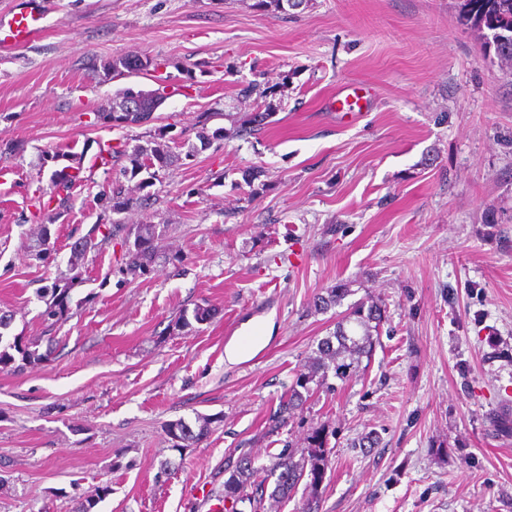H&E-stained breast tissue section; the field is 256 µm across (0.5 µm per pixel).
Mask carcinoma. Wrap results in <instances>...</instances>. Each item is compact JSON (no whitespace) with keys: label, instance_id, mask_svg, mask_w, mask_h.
Segmentation results:
<instances>
[{"label":"carcinoma","instance_id":"cac0c4a2","mask_svg":"<svg viewBox=\"0 0 512 512\" xmlns=\"http://www.w3.org/2000/svg\"><path fill=\"white\" fill-rule=\"evenodd\" d=\"M461 9L464 17L480 29L496 27L512 29V0H463ZM163 97L152 91L143 93L141 109L138 112L116 111L117 101H112L108 110L101 113L104 122L114 127H131L142 125L144 117H149L162 105ZM108 154H117L127 158L133 175L143 170L170 167L176 156L172 147L166 143L154 142L151 147L136 146L132 150L105 149ZM133 235V246L127 249L126 265L133 270L146 272L148 264L155 253L157 239L156 225L134 224L129 229ZM71 285L54 284L50 289V298L42 312L43 321L52 325L69 311ZM351 289L346 283H340L314 297L313 306L317 311H326L341 304ZM214 310L204 305H197L193 310H183L175 318L173 329L182 330L192 327V323L209 322ZM388 320L386 306L382 301H373L370 305L363 302L351 307L349 316L336 321V328L330 335L321 339L315 356L311 357L296 377L288 392L279 400L277 408L269 415L265 434L273 436L299 416L315 393V388L326 384L332 376L341 382L349 380L357 373L362 358H369L378 343L380 326ZM21 355L22 365L37 364L47 358L38 350L22 342L16 336L9 341L0 335V366L8 367L15 362L14 354ZM213 419L198 418V430H193L183 421H175L167 426V434L177 448H184L201 441L211 432ZM329 433L324 425L313 427L307 434L305 447L297 450L289 444L276 454L273 467L266 469L255 464V458L248 452H242L234 461L224 466V498L235 503L246 504L250 512H269L266 500L278 502L287 500L299 485H305L308 494L304 497L299 512H322L320 485L325 478L331 449L328 448ZM274 480L273 489H268L269 480Z\"/></svg>","mask_w":512,"mask_h":512}]
</instances>
